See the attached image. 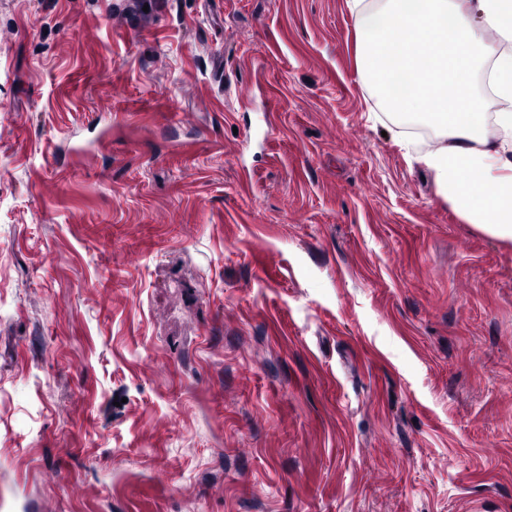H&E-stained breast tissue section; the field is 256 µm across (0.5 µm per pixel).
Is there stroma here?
I'll list each match as a JSON object with an SVG mask.
<instances>
[{"label":"stroma","mask_w":512,"mask_h":512,"mask_svg":"<svg viewBox=\"0 0 512 512\" xmlns=\"http://www.w3.org/2000/svg\"><path fill=\"white\" fill-rule=\"evenodd\" d=\"M347 0H0V512H512V243Z\"/></svg>","instance_id":"35a3bbf8"}]
</instances>
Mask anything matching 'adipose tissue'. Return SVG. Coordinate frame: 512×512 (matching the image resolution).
Here are the masks:
<instances>
[{
	"instance_id": "1",
	"label": "adipose tissue",
	"mask_w": 512,
	"mask_h": 512,
	"mask_svg": "<svg viewBox=\"0 0 512 512\" xmlns=\"http://www.w3.org/2000/svg\"><path fill=\"white\" fill-rule=\"evenodd\" d=\"M361 21L358 69L379 105L402 127L434 138L413 142L442 196L483 233L512 242V0H348ZM485 74L494 115L475 96ZM495 122L499 133L487 132ZM497 190L486 194L487 183Z\"/></svg>"
}]
</instances>
